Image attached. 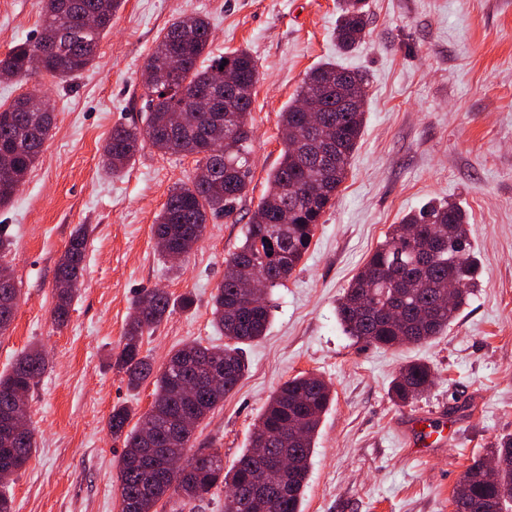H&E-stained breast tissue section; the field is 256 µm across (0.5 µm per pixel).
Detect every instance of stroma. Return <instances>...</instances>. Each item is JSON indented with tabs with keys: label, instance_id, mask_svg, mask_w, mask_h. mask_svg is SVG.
<instances>
[{
	"label": "stroma",
	"instance_id": "35a3bbf8",
	"mask_svg": "<svg viewBox=\"0 0 512 512\" xmlns=\"http://www.w3.org/2000/svg\"><path fill=\"white\" fill-rule=\"evenodd\" d=\"M365 36L339 52L336 0H123L92 67L70 81L38 82L56 119L42 154L0 224L14 240L6 262L21 290L0 337V372L22 351L44 349L50 368L32 394L37 442L7 490L14 512H121L113 408L139 418L154 385L128 387L112 365L138 291L163 288L173 304L144 336L143 354L227 339L212 323L224 259L280 162L279 114L315 65L333 59L368 79L363 131L348 174L293 276L272 293L267 333L244 345L248 371L196 429L194 448L232 466L249 445L269 396L313 373L334 399L322 418L302 512H452L472 459L512 436V0H367ZM205 16L211 52H250L259 80L248 121L252 181L235 219H210L179 264L159 253L153 224L171 189L196 173L195 157L143 146L113 173L100 162L114 126L140 123L141 73L158 37L187 12ZM42 0H0V57L40 33ZM443 201L469 215L477 286L448 331L418 345L367 346L347 336L336 305L352 277L404 215ZM89 228L83 286L57 326V262L78 225ZM190 308H181L182 296ZM409 361L436 380L411 404L391 383ZM449 416L455 438L431 457L405 446L404 418Z\"/></svg>",
	"mask_w": 512,
	"mask_h": 512
}]
</instances>
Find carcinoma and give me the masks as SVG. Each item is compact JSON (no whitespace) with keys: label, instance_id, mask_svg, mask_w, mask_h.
<instances>
[{"label":"carcinoma","instance_id":"obj_1","mask_svg":"<svg viewBox=\"0 0 512 512\" xmlns=\"http://www.w3.org/2000/svg\"><path fill=\"white\" fill-rule=\"evenodd\" d=\"M121 0H44L38 38L15 45L0 58V79H28L34 52L49 45L45 72L71 79L96 59L102 33L110 27ZM365 0H340L336 43L353 49L366 28ZM88 14L98 25L85 24ZM211 27L199 14L185 13L166 29L146 60L154 72L153 87L145 89L147 110L143 126L117 125L102 145L103 166L112 172L124 169L141 143L148 141L164 154L199 156V174L188 184L175 187L156 217L154 234L166 238L171 248L188 254L203 235L208 216L231 218L252 178L250 156L252 131L248 124L257 64L246 50L211 57ZM344 67L325 61L307 74L297 99L280 112L282 138L305 130V113L297 100L312 93L321 98L326 127L336 140V161L320 167L302 161L285 149L278 166L268 175L267 190L252 212L244 240L224 259V279L213 296V322L231 340L222 347L187 342L169 358V369L154 372L142 355L144 333L154 330L171 306L162 288L140 291L132 303L124 342L113 367L136 389L154 378V400L130 431H125L130 411L112 409L107 426L114 436H125L119 461V492L122 512H155L165 496L189 502L202 500L212 489H229L232 512H301L310 459L322 416L333 401L330 385L314 374H301L284 382L269 398L256 431L267 433V454L285 455L293 469L285 490L270 486L263 500L252 487L260 478L255 439L235 464L224 470L216 452H202L186 459L175 478L156 469L143 470L140 459L147 448L144 434L156 438L152 447L156 465L169 456H184L193 430L171 439V428L190 416L198 425L224 401L244 377L248 365L242 346L265 336L270 319L268 296L292 276L306 254L317 224L331 206L347 174L350 157L361 137L366 91L362 74L357 83L336 89V73ZM24 96L0 108V154L10 156L8 168L0 169V207L9 205L35 167L54 125V107L28 112ZM288 222H281L284 213ZM87 229L81 224L60 256L55 272V324L64 325L71 303L81 286L87 245ZM469 217L458 204L426 206L406 214L391 225L382 244L352 279L336 306V317L345 334L358 343L394 348L428 341L444 333L467 302L476 280ZM263 279L258 297L241 294V283ZM456 286L449 304L442 303L448 284ZM16 284L0 286V335L11 326L18 307ZM225 368L223 381L206 389L193 401L180 393V379L206 378L213 369ZM48 368L44 353L32 348L19 354L10 369L0 374V413L29 411V394ZM434 372L421 362L405 364L394 377L393 398L407 404L433 384ZM36 441L32 432L7 443L0 442V458L13 459L12 468L0 470V486L7 485L26 464ZM493 454L507 459L493 477L484 461L475 460L464 471L452 495L454 512H509L512 505V437L497 443Z\"/></svg>","mask_w":512,"mask_h":512}]
</instances>
